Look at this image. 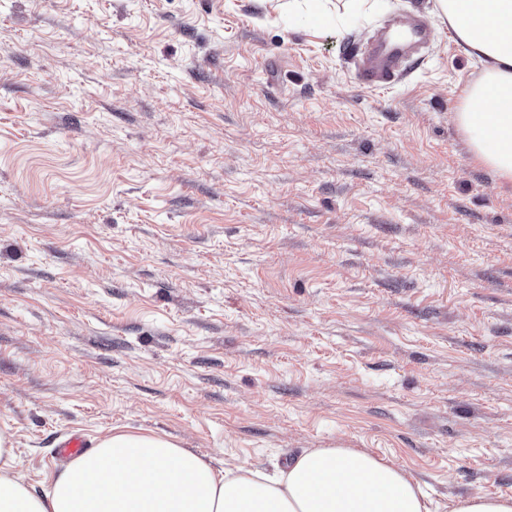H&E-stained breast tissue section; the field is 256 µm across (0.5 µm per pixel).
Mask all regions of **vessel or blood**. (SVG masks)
Segmentation results:
<instances>
[{
  "instance_id": "obj_1",
  "label": "vessel or blood",
  "mask_w": 512,
  "mask_h": 512,
  "mask_svg": "<svg viewBox=\"0 0 512 512\" xmlns=\"http://www.w3.org/2000/svg\"><path fill=\"white\" fill-rule=\"evenodd\" d=\"M432 37V29L420 17L392 19L358 52L357 80L366 88H384L399 81L410 62ZM88 449L84 434L71 432L55 446L56 459L70 461Z\"/></svg>"
}]
</instances>
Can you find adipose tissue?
<instances>
[{"instance_id":"1","label":"adipose tissue","mask_w":512,"mask_h":512,"mask_svg":"<svg viewBox=\"0 0 512 512\" xmlns=\"http://www.w3.org/2000/svg\"><path fill=\"white\" fill-rule=\"evenodd\" d=\"M462 53L481 66L455 120L474 159L512 184V0H436ZM0 429V512H432L402 468L355 448H311L273 473L215 470L156 434L115 433L71 461L43 494L12 474Z\"/></svg>"}]
</instances>
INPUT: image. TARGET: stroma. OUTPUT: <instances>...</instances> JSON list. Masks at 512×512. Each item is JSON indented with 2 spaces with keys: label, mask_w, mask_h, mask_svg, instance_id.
Instances as JSON below:
<instances>
[{
  "label": "stroma",
  "mask_w": 512,
  "mask_h": 512,
  "mask_svg": "<svg viewBox=\"0 0 512 512\" xmlns=\"http://www.w3.org/2000/svg\"><path fill=\"white\" fill-rule=\"evenodd\" d=\"M0 0V429L164 434L216 467L402 466L512 496V188L457 129L434 0ZM434 39L356 78L395 16ZM431 37V27L420 17L392 19L358 51L359 84L371 89L396 83Z\"/></svg>",
  "instance_id": "stroma-1"
}]
</instances>
